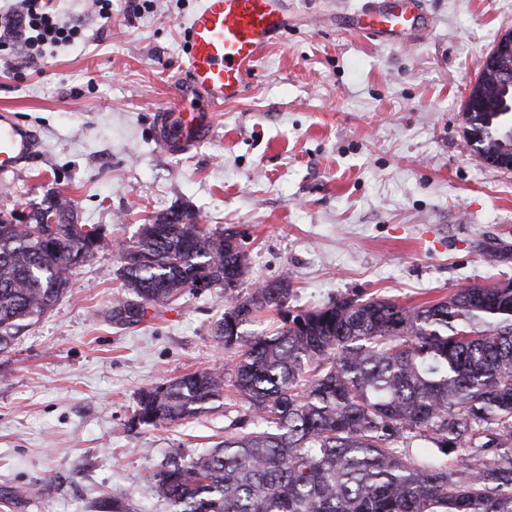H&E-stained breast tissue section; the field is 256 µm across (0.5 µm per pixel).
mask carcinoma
<instances>
[{"instance_id": "obj_1", "label": "carcinoma", "mask_w": 512, "mask_h": 512, "mask_svg": "<svg viewBox=\"0 0 512 512\" xmlns=\"http://www.w3.org/2000/svg\"><path fill=\"white\" fill-rule=\"evenodd\" d=\"M465 104L470 149L512 168V112L479 93ZM55 217L48 236L31 227ZM55 193L26 224L0 220V353L62 299L73 271L102 247ZM235 227L215 230L172 210L140 227L120 255L117 320L144 317L205 281L223 289L214 333L230 370L205 368L140 393L132 426L193 419L238 394L239 431L188 460L172 458L148 490L171 512H512V281L472 284L402 306L337 297L294 311L283 277L246 291ZM272 313L271 332L246 326ZM96 512H131L111 496Z\"/></svg>"}]
</instances>
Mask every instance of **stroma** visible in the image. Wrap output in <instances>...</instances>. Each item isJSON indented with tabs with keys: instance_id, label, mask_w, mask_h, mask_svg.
Here are the masks:
<instances>
[{
	"instance_id": "35a3bbf8",
	"label": "stroma",
	"mask_w": 512,
	"mask_h": 512,
	"mask_svg": "<svg viewBox=\"0 0 512 512\" xmlns=\"http://www.w3.org/2000/svg\"><path fill=\"white\" fill-rule=\"evenodd\" d=\"M199 0H152L111 19L52 0L82 36L41 63L0 66V109L37 135L33 162L0 180V214L55 191L105 247L56 308L0 354V512H95L110 495L169 512L147 486L174 456L223 441L240 404L225 392L191 420L131 428L143 389L229 360L214 338L221 289L188 292L137 322L112 308L120 255L174 209L244 231L245 288L288 278L292 306L378 295L404 306L512 281V169L464 142V104L512 32V0H427L431 32L384 45L345 29L358 0H293L295 26L265 52L209 138L171 156L155 115L186 79L182 34ZM20 499H8L13 489Z\"/></svg>"
}]
</instances>
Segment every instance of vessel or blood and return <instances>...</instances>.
<instances>
[{
  "label": "vessel or blood",
  "mask_w": 512,
  "mask_h": 512,
  "mask_svg": "<svg viewBox=\"0 0 512 512\" xmlns=\"http://www.w3.org/2000/svg\"><path fill=\"white\" fill-rule=\"evenodd\" d=\"M288 0H201L186 27L187 84L173 109L156 115L159 144L182 154L212 131L211 114L238 100L264 52L293 26ZM353 32L399 45L431 27L424 0H365L349 13ZM35 152V134L9 110L0 111V177L18 171Z\"/></svg>",
  "instance_id": "b4317fda"
}]
</instances>
